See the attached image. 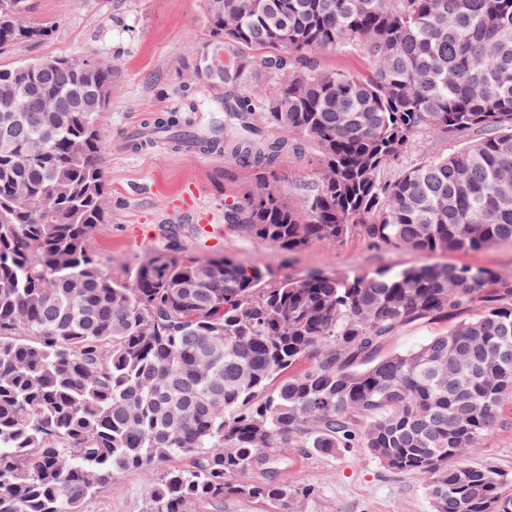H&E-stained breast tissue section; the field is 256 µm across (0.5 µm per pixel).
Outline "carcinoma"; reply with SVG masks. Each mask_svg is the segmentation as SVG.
<instances>
[{
	"instance_id": "carcinoma-1",
	"label": "carcinoma",
	"mask_w": 512,
	"mask_h": 512,
	"mask_svg": "<svg viewBox=\"0 0 512 512\" xmlns=\"http://www.w3.org/2000/svg\"><path fill=\"white\" fill-rule=\"evenodd\" d=\"M30 12L0 0V50L52 31ZM205 29L178 62L203 96L138 136L252 170L227 213L242 235L285 252L354 234L428 254L512 243V0H205ZM224 47L220 68L206 50ZM324 53L371 66L329 70ZM115 81L99 61L0 65V94L27 108L17 122L0 104V512H82L119 474L173 457L190 465L147 485L148 512L226 494L286 506V485L236 482L282 463L279 448H363L427 475L432 512H512L507 476L467 461L512 396V274L294 277L159 252L115 280L93 240ZM212 101L224 124L203 131ZM44 135L50 152L28 156ZM420 136L462 146L420 154ZM285 158L315 171L298 203L273 185ZM444 327L443 323H437L405 328L388 342L384 351L392 353L411 350L424 342L428 337L440 332Z\"/></svg>"
}]
</instances>
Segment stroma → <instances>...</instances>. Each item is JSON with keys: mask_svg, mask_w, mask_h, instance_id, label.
Wrapping results in <instances>:
<instances>
[{"mask_svg": "<svg viewBox=\"0 0 512 512\" xmlns=\"http://www.w3.org/2000/svg\"><path fill=\"white\" fill-rule=\"evenodd\" d=\"M205 0H34L29 20L54 23L45 39L25 41L0 52V64L68 57L112 62L115 91L106 114L104 158L112 209L98 225L94 242L101 270L116 280L129 279L136 267L167 248L163 229L179 228L176 254L204 260L217 255L242 264L263 260L301 275L325 270L366 275L380 268L421 265H480L512 273V245L479 251L426 255L411 250H376L360 236L340 244L316 242L293 254L242 236L224 221V210L253 185L251 170L224 157L184 152L158 142L133 151L126 138L148 117L166 113L183 99L178 60L203 33ZM211 216L198 223L197 210ZM281 467L259 465L247 480L299 487L289 512H431L422 474L394 473L362 448L321 452L284 448ZM512 478V400L501 425L471 455ZM158 471L132 469L84 503V512H145V488Z\"/></svg>", "mask_w": 512, "mask_h": 512, "instance_id": "1", "label": "stroma"}]
</instances>
